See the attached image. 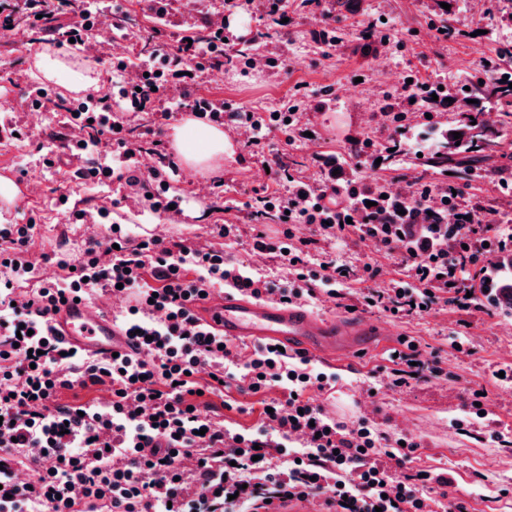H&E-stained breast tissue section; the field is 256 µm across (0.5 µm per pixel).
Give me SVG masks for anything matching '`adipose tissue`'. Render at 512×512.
Returning a JSON list of instances; mask_svg holds the SVG:
<instances>
[{
    "label": "adipose tissue",
    "instance_id": "obj_1",
    "mask_svg": "<svg viewBox=\"0 0 512 512\" xmlns=\"http://www.w3.org/2000/svg\"><path fill=\"white\" fill-rule=\"evenodd\" d=\"M37 67L47 80H63L72 90H80L94 83L88 69L54 50L42 53ZM172 143L180 162L195 170L216 168L229 149L223 129L196 121L174 127Z\"/></svg>",
    "mask_w": 512,
    "mask_h": 512
}]
</instances>
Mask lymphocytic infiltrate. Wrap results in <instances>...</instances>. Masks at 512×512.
Here are the masks:
<instances>
[{
	"label": "lymphocytic infiltrate",
	"mask_w": 512,
	"mask_h": 512,
	"mask_svg": "<svg viewBox=\"0 0 512 512\" xmlns=\"http://www.w3.org/2000/svg\"><path fill=\"white\" fill-rule=\"evenodd\" d=\"M165 40L145 76L133 84L113 81L112 97L88 94L77 109L42 89L35 99L37 107L64 113L57 149L78 162L83 182L115 180L133 193L151 195L157 211L168 210L170 202L157 189L159 170L142 171L129 145L123 107L157 115V123L143 132L152 142L177 115L213 117L208 106L169 97L168 71L197 56L187 38ZM104 140L115 145L120 165L92 160L93 147ZM264 199L273 223L284 227L283 260L293 264L295 284L249 275L223 249L203 250L189 238H154L140 245L116 235L109 261L101 260L98 241L87 240L66 282H41L27 301L16 304L12 283L35 274L29 259L34 227H0V505L15 512H81V505L99 501L105 512H225L229 507L253 512L270 499L322 495L336 512H431L415 485L389 478L391 470L410 462L417 443L387 451L368 421L348 425L328 418L305 396L313 384L304 369L307 357L295 362L288 352L262 344L240 377L226 374L230 349L223 337L206 334L190 304L218 283L290 303L314 296L320 286L340 280L343 268L329 261L320 275L309 278L302 271L307 256L320 238L341 239L351 231L400 255L415 272L416 286H398L388 294L369 291L374 306L408 315L436 304L479 309L477 291L485 281L463 277V267L484 260L490 240L498 253H512V233L486 222L482 208L454 205L448 224L426 232L414 224H382L365 203L342 198L333 188L313 192L302 182L285 192L269 188ZM297 224L312 226V235L295 238ZM91 288L138 293L140 303L130 307L124 329L143 346L145 357L96 361L77 351L61 352L44 333L45 317L65 295L82 297ZM235 379L255 395L287 386L288 398H270L263 417L278 439L239 436L225 429L223 420L200 419L202 394L223 392ZM105 382L112 386L106 410L58 402L61 391ZM294 438L308 448L297 462L289 458ZM186 457L197 463L189 481L182 477ZM25 458L39 470L37 480L17 479Z\"/></svg>",
	"instance_id": "lymphocytic-infiltrate-1"
}]
</instances>
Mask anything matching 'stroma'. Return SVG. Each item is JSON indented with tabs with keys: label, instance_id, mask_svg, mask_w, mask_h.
Here are the masks:
<instances>
[{
	"label": "stroma",
	"instance_id": "1",
	"mask_svg": "<svg viewBox=\"0 0 512 512\" xmlns=\"http://www.w3.org/2000/svg\"><path fill=\"white\" fill-rule=\"evenodd\" d=\"M136 26L117 31L97 27L91 50H69L70 58L87 61L97 72L101 89H108L105 70L114 57L138 60L135 46L153 20L145 0H122ZM328 24L318 22L311 0H288L287 34H270V19L260 0L224 18V29L245 40L264 38L262 64L239 54L224 62L223 79L198 72L184 79L191 95L207 94L224 101L230 111L295 112L299 120L290 133L270 130L261 143L237 139V170L219 178L202 176L178 167H162L169 195L179 197L175 212L154 210L151 201L111 188L82 185L67 167L43 165L42 145L56 132L58 116L36 111L28 90L44 85L53 95L67 96L60 84L45 82L35 60L42 45L28 38L31 19L15 15L16 34L0 37V168L10 178L28 185L0 223L36 226L30 258L38 280L65 277L63 262H75L96 225H121L124 234L176 239L192 237L202 246L213 242L212 225L236 224L240 238L226 246L228 258L251 272L286 282L295 272L269 252L253 248L252 235L261 222L251 219V207L272 180L263 158L279 155L289 173L311 182L336 187L342 195L385 185L420 183L434 197L455 190L458 205H479L489 217L512 226V189L501 190L497 174L484 173L463 181L424 166L408 153L394 164L384 163V150L392 141L406 142L407 128H395L389 114L400 102L407 81L452 89L464 94L483 72L478 63L489 59L498 70L512 72V60L501 57L512 50V0H331ZM374 25L380 40L366 42L360 31ZM335 36L326 47L320 31ZM21 129L23 138H11L9 128ZM354 139L368 141L361 154H347ZM85 211L76 221L75 211ZM336 260L350 277L334 290L306 300L307 309L327 317L355 310L388 332L393 342L336 360L312 358V373L324 374L325 388L310 387L313 405L336 420L352 423L367 418L388 439L417 442L411 462L397 470L396 480L410 482L427 471L449 472V496L465 512H512V470H498V462L512 456V316L490 309L459 310L435 307L422 315L394 316L365 306L362 295L384 288L389 280L412 284L406 267L385 249L351 240L325 242L308 259L309 269ZM378 267L368 278L365 264ZM38 280L18 282L17 297L35 290ZM415 342L441 374L424 381L391 384V353L402 341ZM484 389L485 398L474 402L472 392ZM220 407L225 425L243 432L260 423L263 398L236 389L210 398Z\"/></svg>",
	"mask_w": 512,
	"mask_h": 512
}]
</instances>
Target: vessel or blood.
Returning a JSON list of instances; mask_svg holds the SVG:
<instances>
[{
	"mask_svg": "<svg viewBox=\"0 0 512 512\" xmlns=\"http://www.w3.org/2000/svg\"><path fill=\"white\" fill-rule=\"evenodd\" d=\"M193 313L212 334L229 340L276 344L312 356L353 352L375 336L374 325L360 317L325 319L303 308L261 301L237 291L195 301ZM49 336L67 350L102 359L140 349L111 316L87 301L67 299L44 322Z\"/></svg>",
	"mask_w": 512,
	"mask_h": 512,
	"instance_id": "b4317fda",
	"label": "vessel or blood"
}]
</instances>
